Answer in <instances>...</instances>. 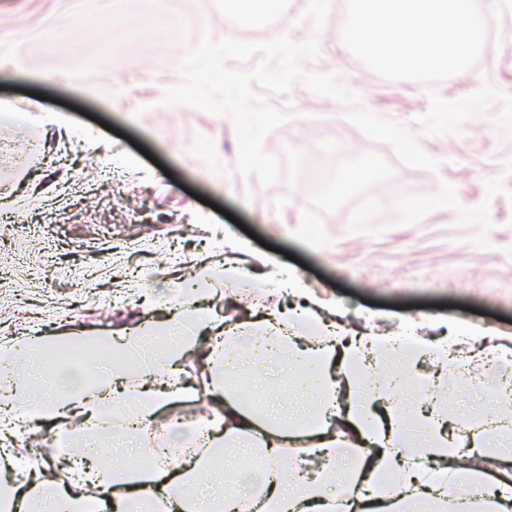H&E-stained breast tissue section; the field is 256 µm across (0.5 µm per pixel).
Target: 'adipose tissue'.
I'll list each match as a JSON object with an SVG mask.
<instances>
[{
  "label": "adipose tissue",
  "instance_id": "adipose-tissue-1",
  "mask_svg": "<svg viewBox=\"0 0 512 512\" xmlns=\"http://www.w3.org/2000/svg\"><path fill=\"white\" fill-rule=\"evenodd\" d=\"M195 284L176 288V301L161 326L138 325L119 339L125 351H139L150 338L162 350L145 358L137 382L109 373L101 384L88 387L59 379L46 380L41 362L31 347L13 341L0 346L10 362L6 381L0 382V413L11 414L24 404L31 423L76 426L83 435L109 440L116 428L134 429L158 420L163 403L190 398L191 386L176 385L185 350L198 345L208 332L205 363L213 402L198 437L203 449L167 469L142 464L136 449H129L124 464L89 462L81 482L95 489L100 512H194L191 489L213 455L236 445L240 455L256 456L261 467L243 468L237 482L251 490L252 512H330L336 484H345L350 512H402L410 504L418 512L432 505L450 506L451 512H512V450H500L485 464L491 433L503 423L485 420L469 430L467 454H451L455 433L449 430L444 401L431 397L418 409L420 426L406 432L407 416L387 400L403 391L398 376L377 377L378 351L390 347L391 337L347 335L345 328L324 321L322 302L306 297L304 312L314 327L309 336L294 329L295 315L288 309L263 312L252 322L227 323L201 316L202 304L212 294V272L199 266ZM283 368L284 378L301 387L309 398L306 411L286 413L277 408L257 416L237 395L227 373L251 367ZM306 447L305 456L288 466H275L284 448ZM12 482L0 490V512H30L41 502L42 512H81L78 489L58 484L51 474L9 461ZM399 475L395 492L381 495L374 482L379 472ZM467 472L475 494L456 496L450 481Z\"/></svg>",
  "mask_w": 512,
  "mask_h": 512
}]
</instances>
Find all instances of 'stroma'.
I'll return each mask as SVG.
<instances>
[{
	"label": "stroma",
	"instance_id": "stroma-1",
	"mask_svg": "<svg viewBox=\"0 0 512 512\" xmlns=\"http://www.w3.org/2000/svg\"><path fill=\"white\" fill-rule=\"evenodd\" d=\"M340 0H331L316 58L306 69L336 74L379 117L414 127L429 108L428 85L387 80L336 41ZM307 0H284L279 14L249 30L226 22L225 0H0V341L59 344L112 336L168 315L172 283L201 264L224 266V241L251 252L240 280L215 279L207 310L251 321L292 307L285 279L325 301L329 317L358 336H442L462 325L446 362L409 363L415 381L437 374L457 420L512 418V359L492 337L512 341V137L488 114L461 134L424 136L441 167L399 162L369 140L335 100L303 86L263 93L294 117L268 134L282 165L271 186L235 169L232 120L190 106H164L167 86L202 32L213 38L306 40ZM502 30L494 57L472 76L436 86L457 100L489 81L512 95V0H496ZM362 170L334 201L316 197L311 165ZM28 225L18 236L14 227ZM94 288L111 306L81 307Z\"/></svg>",
	"mask_w": 512,
	"mask_h": 512
}]
</instances>
